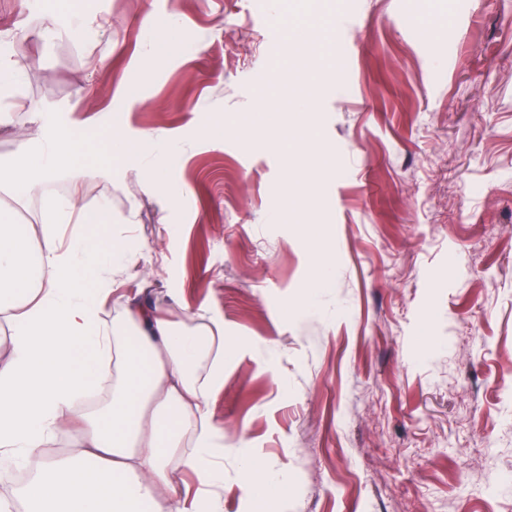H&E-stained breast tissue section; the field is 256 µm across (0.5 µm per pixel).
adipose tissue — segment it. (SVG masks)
<instances>
[{
	"mask_svg": "<svg viewBox=\"0 0 512 512\" xmlns=\"http://www.w3.org/2000/svg\"><path fill=\"white\" fill-rule=\"evenodd\" d=\"M24 59L20 41L8 40L0 51V126H10L17 110L30 112L33 122L24 133L30 163L0 164L6 188L51 181L64 159L100 154L96 137L47 124L17 98ZM51 202L52 221L32 242L0 208V323L11 330L0 355V469L29 475L15 498L0 497V512H11L17 499L25 512H224V429L210 403L232 338L223 323H174L113 296L116 277L138 265L139 250L124 237L100 247L81 233L91 220L109 226L107 206L92 215L73 194ZM105 300L119 309L120 321L101 318ZM106 380L108 396L88 407ZM68 427L77 432L71 454L45 456ZM241 456L246 498L261 488L271 496L286 490L287 481L249 448ZM188 468L201 492H191Z\"/></svg>",
	"mask_w": 512,
	"mask_h": 512,
	"instance_id": "ef3b65f1",
	"label": "adipose tissue"
}]
</instances>
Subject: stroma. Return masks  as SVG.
I'll use <instances>...</instances> for the list:
<instances>
[{
  "label": "stroma",
  "mask_w": 512,
  "mask_h": 512,
  "mask_svg": "<svg viewBox=\"0 0 512 512\" xmlns=\"http://www.w3.org/2000/svg\"><path fill=\"white\" fill-rule=\"evenodd\" d=\"M77 6L93 27L45 32ZM155 15L176 24L160 56ZM1 32L45 116L174 143L167 194L113 159L83 192L144 254L120 292L219 318L237 344L211 401L224 512H259L244 446L288 477L272 512H512V0H0ZM287 78L317 85L297 146L273 102ZM0 203L49 219L38 184Z\"/></svg>",
  "instance_id": "35a3bbf8"
}]
</instances>
